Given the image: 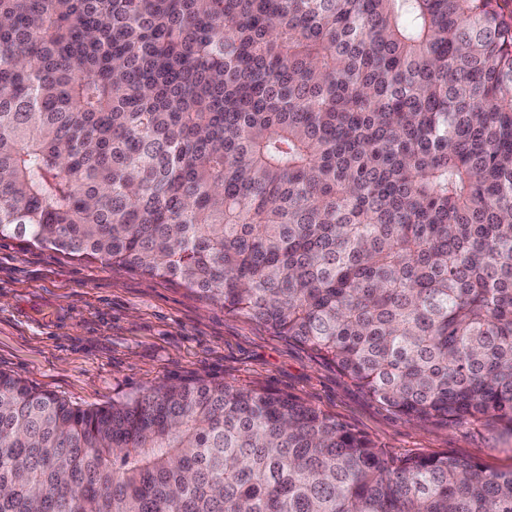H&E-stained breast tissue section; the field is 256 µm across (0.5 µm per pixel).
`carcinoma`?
Returning a JSON list of instances; mask_svg holds the SVG:
<instances>
[{
  "mask_svg": "<svg viewBox=\"0 0 512 512\" xmlns=\"http://www.w3.org/2000/svg\"><path fill=\"white\" fill-rule=\"evenodd\" d=\"M505 0H0V237L178 280L410 422L512 434ZM0 512H512L287 394L0 371Z\"/></svg>",
  "mask_w": 512,
  "mask_h": 512,
  "instance_id": "obj_1",
  "label": "carcinoma"
}]
</instances>
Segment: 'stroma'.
I'll list each match as a JSON object with an SVG mask.
<instances>
[{
    "label": "stroma",
    "mask_w": 512,
    "mask_h": 512,
    "mask_svg": "<svg viewBox=\"0 0 512 512\" xmlns=\"http://www.w3.org/2000/svg\"><path fill=\"white\" fill-rule=\"evenodd\" d=\"M0 370L83 407L162 383L228 381L291 395L398 455L451 454L512 469L491 420L412 423L315 351L174 281L0 238Z\"/></svg>",
    "instance_id": "1"
}]
</instances>
